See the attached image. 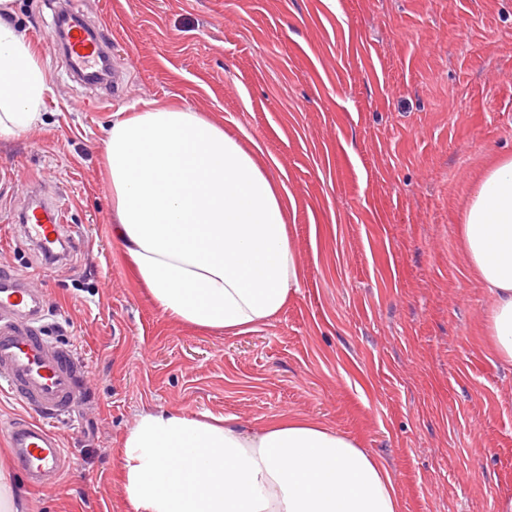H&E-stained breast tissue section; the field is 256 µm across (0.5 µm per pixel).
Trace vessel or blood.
Wrapping results in <instances>:
<instances>
[{"label":"vessel or blood","mask_w":512,"mask_h":512,"mask_svg":"<svg viewBox=\"0 0 512 512\" xmlns=\"http://www.w3.org/2000/svg\"><path fill=\"white\" fill-rule=\"evenodd\" d=\"M68 42L66 59L74 71H85L103 50L81 27L70 31ZM21 221L27 238L45 249L65 231L64 211L50 203L28 208ZM45 307L44 296L0 274V390L28 412L9 425L7 437L28 484L38 489L55 483L67 465L66 451L46 422L71 415L86 391L70 349L49 342L39 329Z\"/></svg>","instance_id":"vessel-or-blood-1"}]
</instances>
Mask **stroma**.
Masks as SVG:
<instances>
[{"label": "stroma", "instance_id": "obj_1", "mask_svg": "<svg viewBox=\"0 0 512 512\" xmlns=\"http://www.w3.org/2000/svg\"><path fill=\"white\" fill-rule=\"evenodd\" d=\"M108 42L119 88L75 82L43 45L59 8ZM44 63L39 123L0 139V270L42 291V331L89 398L54 423L68 466L33 512H131L119 448L148 407L319 421L369 449L401 512H500L512 500V366L461 215L512 155V0H14ZM205 114L295 201L301 288L228 335L166 317L112 237L102 140L152 104ZM74 241L47 265L18 236L28 189Z\"/></svg>", "mask_w": 512, "mask_h": 512}]
</instances>
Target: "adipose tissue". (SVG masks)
<instances>
[{
    "mask_svg": "<svg viewBox=\"0 0 512 512\" xmlns=\"http://www.w3.org/2000/svg\"><path fill=\"white\" fill-rule=\"evenodd\" d=\"M0 0V138L32 127L46 90L37 54ZM113 233L168 317L244 334L300 288L287 233L288 190L199 113L159 106L113 121L105 138ZM473 273L493 296L486 331L512 365V155L486 168L461 217ZM134 512H400L395 478L336 429L283 417L252 433L233 418L159 407L119 450ZM11 457L0 512H29Z\"/></svg>",
    "mask_w": 512,
    "mask_h": 512,
    "instance_id": "obj_1",
    "label": "adipose tissue"
}]
</instances>
